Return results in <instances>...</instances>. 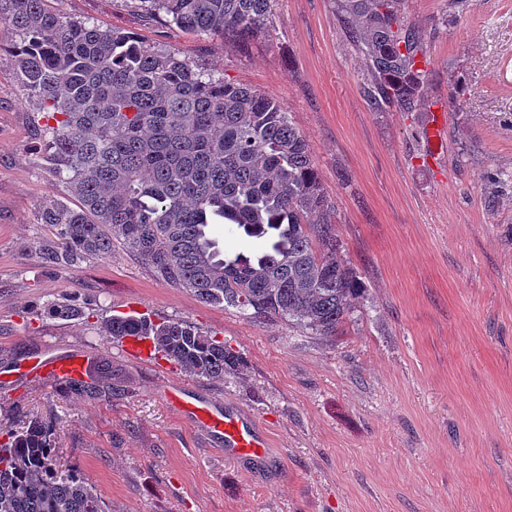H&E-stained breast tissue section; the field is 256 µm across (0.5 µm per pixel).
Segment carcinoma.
Returning a JSON list of instances; mask_svg holds the SVG:
<instances>
[{"mask_svg": "<svg viewBox=\"0 0 512 512\" xmlns=\"http://www.w3.org/2000/svg\"><path fill=\"white\" fill-rule=\"evenodd\" d=\"M48 0H0L25 98L44 119L39 154L69 185L76 209L52 204L74 264L119 243L163 283L207 305L333 340L366 288L343 254L335 206L306 138L285 106L116 30L63 16ZM276 0H135L145 15L194 33L246 43L271 23ZM405 0H336L380 109L415 112L424 101L427 53ZM232 224L266 248L219 258L211 224ZM114 341L149 339L186 373L222 380L243 358L182 320L133 314L104 325ZM51 428L34 418L0 442V512H105L74 470L57 466Z\"/></svg>", "mask_w": 512, "mask_h": 512, "instance_id": "1", "label": "carcinoma"}]
</instances>
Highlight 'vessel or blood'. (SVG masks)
<instances>
[{
  "instance_id": "obj_1",
  "label": "vessel or blood",
  "mask_w": 512,
  "mask_h": 512,
  "mask_svg": "<svg viewBox=\"0 0 512 512\" xmlns=\"http://www.w3.org/2000/svg\"><path fill=\"white\" fill-rule=\"evenodd\" d=\"M85 368L83 354L73 352L65 355H41L33 358L24 368L25 373L71 379L81 376ZM169 399L175 402L196 425L223 435L224 445L236 454L259 458L266 452V443L253 419L238 411L220 412L208 404L184 399L180 387L166 389Z\"/></svg>"
}]
</instances>
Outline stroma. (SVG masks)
Instances as JSON below:
<instances>
[{"label":"stroma","mask_w":512,"mask_h":512,"mask_svg":"<svg viewBox=\"0 0 512 512\" xmlns=\"http://www.w3.org/2000/svg\"><path fill=\"white\" fill-rule=\"evenodd\" d=\"M50 5L279 99L367 298L328 341L200 303L119 245L74 265L52 259L56 230L36 216L78 202L32 151L36 107L15 38L0 34V441L43 420L60 467L79 468L106 512H512V0H406L431 72L417 112L369 104L334 0H276L265 34L245 44L147 19L130 0ZM437 110L444 144L430 161L421 131ZM490 170L506 179L499 192L484 189ZM70 302L81 317L49 314ZM133 307L223 340L242 375L131 358L102 328ZM66 351L90 367L108 359L111 375L88 392L16 373ZM169 384L253 416L265 458L193 425Z\"/></svg>","instance_id":"obj_1"}]
</instances>
